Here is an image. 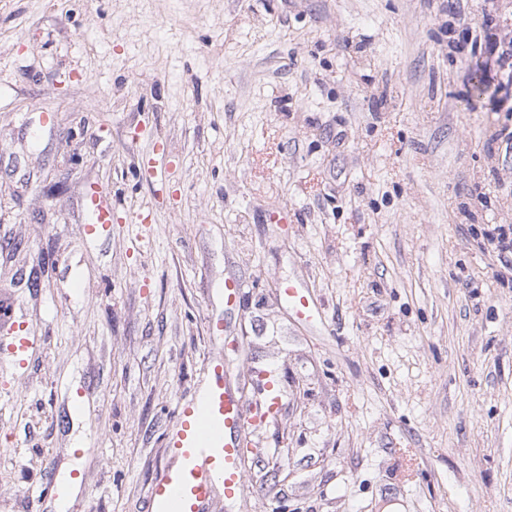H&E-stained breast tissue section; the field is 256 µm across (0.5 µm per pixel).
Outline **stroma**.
Returning <instances> with one entry per match:
<instances>
[{"mask_svg":"<svg viewBox=\"0 0 512 512\" xmlns=\"http://www.w3.org/2000/svg\"><path fill=\"white\" fill-rule=\"evenodd\" d=\"M490 1L512 39V0L464 21L448 0H0V512H57L51 475L66 512H147L216 320L239 396L269 367L283 410L213 512H512V264L486 240L512 225V70ZM94 185L105 239L81 234ZM282 293L288 303L294 307L298 316L310 322L321 321L319 313L310 305L303 288L289 282L283 286ZM39 336L29 327H22L16 336H13L11 344L12 355L15 356L19 366L23 368L28 350L34 345Z\"/></svg>","mask_w":512,"mask_h":512,"instance_id":"stroma-1","label":"stroma"}]
</instances>
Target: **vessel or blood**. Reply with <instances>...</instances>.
I'll use <instances>...</instances> for the list:
<instances>
[{"label": "vessel or blood", "instance_id": "vessel-or-blood-1", "mask_svg": "<svg viewBox=\"0 0 512 512\" xmlns=\"http://www.w3.org/2000/svg\"><path fill=\"white\" fill-rule=\"evenodd\" d=\"M107 195L105 188L92 189L84 235H107L112 224V212L103 203ZM282 293L298 316L319 320L303 288L289 283ZM224 357L223 349L214 348L206 360L208 384L190 389L177 400L174 425L165 438L171 462L150 485L149 512H210L216 494L228 500L244 495L239 467L242 436L249 425L275 418L282 398L276 380L266 370L259 375L262 400L245 405L224 377Z\"/></svg>", "mask_w": 512, "mask_h": 512}]
</instances>
